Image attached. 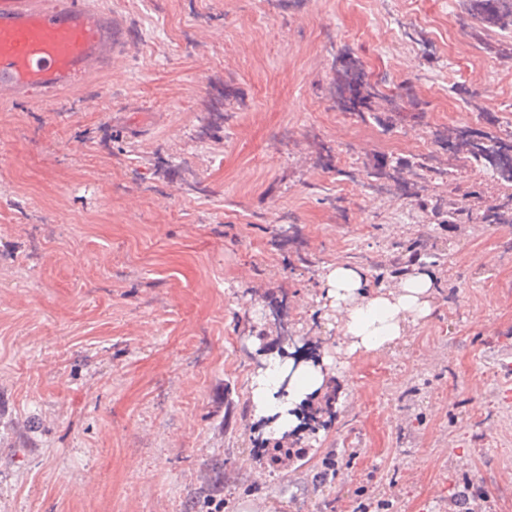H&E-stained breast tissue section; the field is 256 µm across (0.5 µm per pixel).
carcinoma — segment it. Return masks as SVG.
<instances>
[{
	"instance_id": "obj_1",
	"label": "carcinoma",
	"mask_w": 512,
	"mask_h": 512,
	"mask_svg": "<svg viewBox=\"0 0 512 512\" xmlns=\"http://www.w3.org/2000/svg\"><path fill=\"white\" fill-rule=\"evenodd\" d=\"M467 11L476 21L472 35L477 37L489 28L501 31L512 30V9L503 5V0H466ZM337 65L336 106L345 112H357L368 115L379 125L393 121V116L385 118L378 114V103L384 101L394 104L396 100L409 98V93L390 95L385 92V85L379 81L365 80L362 66L358 60L342 55L334 59ZM455 139L457 151L469 162L482 165L491 170L500 182L512 185V141L505 142L496 137L468 129L456 130L448 134ZM409 168L415 181H433L440 185L447 182L448 172L431 164V157L422 156L419 160L406 165L397 161L393 164L385 160L375 164L366 172L363 187L370 189L377 183L396 181L400 178L402 167ZM476 190L458 194L454 191L432 192L417 197L418 207L431 214L440 224H460L478 220L485 224L512 223V193L506 194L502 202L481 212L474 210L472 200L477 198Z\"/></svg>"
}]
</instances>
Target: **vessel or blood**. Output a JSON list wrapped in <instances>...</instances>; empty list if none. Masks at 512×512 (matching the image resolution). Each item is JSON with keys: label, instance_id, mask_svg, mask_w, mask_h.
<instances>
[{"label": "vessel or blood", "instance_id": "b4317fda", "mask_svg": "<svg viewBox=\"0 0 512 512\" xmlns=\"http://www.w3.org/2000/svg\"><path fill=\"white\" fill-rule=\"evenodd\" d=\"M126 35L123 19L89 0H0V106L111 69Z\"/></svg>", "mask_w": 512, "mask_h": 512}]
</instances>
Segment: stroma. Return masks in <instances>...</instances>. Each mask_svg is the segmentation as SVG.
Instances as JSON below:
<instances>
[{
  "label": "stroma",
  "instance_id": "stroma-1",
  "mask_svg": "<svg viewBox=\"0 0 512 512\" xmlns=\"http://www.w3.org/2000/svg\"><path fill=\"white\" fill-rule=\"evenodd\" d=\"M103 4L129 27L111 71L0 108V512H207L213 475L224 512H512V224L363 187L428 154L480 208L512 190L439 138L512 133V31L476 39L449 0ZM340 50L423 118L338 109ZM336 263L371 292L429 269L431 316L337 354ZM278 317L340 365L304 406L335 417L274 465L250 381ZM403 164L399 161L389 164L387 160H381L375 164L370 170L366 172V182L363 183V187L366 189H373L376 183H383L389 181H397L400 178V170Z\"/></svg>",
  "mask_w": 512,
  "mask_h": 512
}]
</instances>
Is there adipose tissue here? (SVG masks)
<instances>
[{
  "instance_id": "obj_1",
  "label": "adipose tissue",
  "mask_w": 512,
  "mask_h": 512,
  "mask_svg": "<svg viewBox=\"0 0 512 512\" xmlns=\"http://www.w3.org/2000/svg\"><path fill=\"white\" fill-rule=\"evenodd\" d=\"M365 284L362 269L349 264L330 266L323 282L326 298L340 317L344 350L349 355L393 348L409 326L432 312L434 282L427 272L412 274L392 288L372 293L366 291ZM331 364V358L325 357L318 364L302 365L282 400L275 396L278 385L271 380V369H257L251 392L255 415L273 418L276 429H286L290 409L322 389Z\"/></svg>"
}]
</instances>
